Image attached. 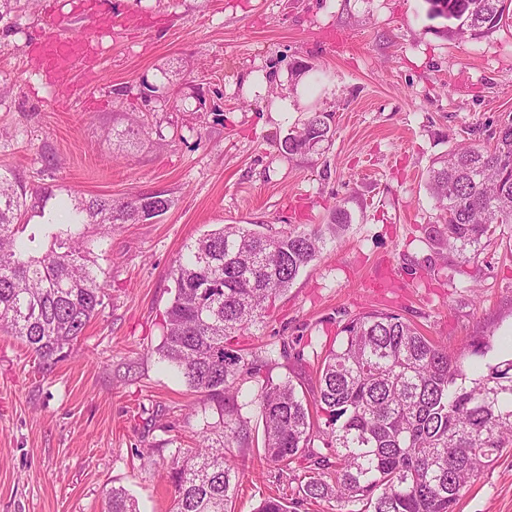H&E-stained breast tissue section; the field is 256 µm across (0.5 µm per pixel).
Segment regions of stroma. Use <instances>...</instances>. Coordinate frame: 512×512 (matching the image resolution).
Instances as JSON below:
<instances>
[{"label":"stroma","instance_id":"1","mask_svg":"<svg viewBox=\"0 0 512 512\" xmlns=\"http://www.w3.org/2000/svg\"><path fill=\"white\" fill-rule=\"evenodd\" d=\"M428 0H38L0 22V168L42 196L23 237L49 244L45 212L73 196L160 194L163 215L91 243L104 305L60 360L41 364L0 332V512H105L124 487L139 512H171L176 450L202 430L204 406L162 361V320L186 244L226 224L264 232L351 222L276 299L255 335L230 350L264 358L262 375L305 395L340 330L372 309L399 314L456 349L487 340L512 359V224L478 254L439 245L444 219L426 186L433 160L485 146L512 118V22L446 35ZM60 28L96 49L60 93L33 52ZM309 65L292 78L294 63ZM313 112L333 137L290 156L280 141ZM137 123L120 142L111 130ZM234 512L271 494L295 512L306 470L260 460ZM455 512H512V448L461 492Z\"/></svg>","mask_w":512,"mask_h":512}]
</instances>
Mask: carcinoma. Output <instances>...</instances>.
Segmentation results:
<instances>
[{
  "instance_id": "carcinoma-1",
  "label": "carcinoma",
  "mask_w": 512,
  "mask_h": 512,
  "mask_svg": "<svg viewBox=\"0 0 512 512\" xmlns=\"http://www.w3.org/2000/svg\"><path fill=\"white\" fill-rule=\"evenodd\" d=\"M434 17L456 21L446 32L478 36L504 19L505 0H428ZM333 136L329 115L313 112L280 142L306 155ZM486 146L456 147L433 163L427 187L446 216L437 241L477 251L512 224V119ZM160 194L126 199L74 197L72 220L50 232L40 255L17 236L26 192L0 169V330L43 362L60 358L99 313L105 297L91 258L90 229L137 224L166 212ZM319 230L267 234L226 224L187 246L174 272L175 293L158 348L185 384L216 406L223 439L201 435L197 448L173 455V512H232L245 472L232 449L252 446L285 468L310 464L302 500L335 501L338 512H455L460 491L512 447V360L469 372L464 360L482 345L449 350L393 312L371 310L348 321L317 373L314 420L290 380L243 386L263 360L224 352V344L262 327L275 299L323 249ZM256 407L258 427L251 425ZM321 449H315V442ZM106 512H138L123 487L106 493ZM254 512H291L268 496Z\"/></svg>"
}]
</instances>
